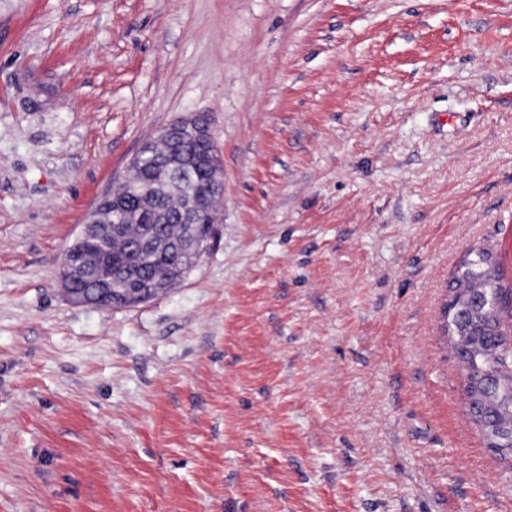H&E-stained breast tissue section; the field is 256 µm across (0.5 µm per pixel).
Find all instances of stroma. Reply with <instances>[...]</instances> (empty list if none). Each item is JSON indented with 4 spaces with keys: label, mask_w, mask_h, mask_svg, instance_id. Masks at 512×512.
I'll use <instances>...</instances> for the list:
<instances>
[{
    "label": "stroma",
    "mask_w": 512,
    "mask_h": 512,
    "mask_svg": "<svg viewBox=\"0 0 512 512\" xmlns=\"http://www.w3.org/2000/svg\"><path fill=\"white\" fill-rule=\"evenodd\" d=\"M205 113L218 236L164 296L61 258ZM512 278V0H0V502L11 512H512L443 334ZM185 276L186 270L184 266L178 265L173 268L169 279L154 283L153 286L149 288L148 292L145 289L138 288L129 281L127 286L121 289V292L123 293L122 300L127 303L126 306H136L146 303L165 295L175 284L181 282Z\"/></svg>",
    "instance_id": "35a3bbf8"
}]
</instances>
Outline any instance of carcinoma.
I'll use <instances>...</instances> for the list:
<instances>
[{
	"label": "carcinoma",
	"instance_id": "cac0c4a2",
	"mask_svg": "<svg viewBox=\"0 0 512 512\" xmlns=\"http://www.w3.org/2000/svg\"><path fill=\"white\" fill-rule=\"evenodd\" d=\"M208 154L189 142L181 159L169 158V148L161 140L145 148V160L130 167L114 196L102 197L101 208L130 207L150 201L173 213L189 197L211 192ZM187 224L125 225L120 239L108 243L112 264L125 267L136 261L142 276L168 277L171 267L184 262L163 247L159 252L132 256L133 246L144 236L159 231L163 241L176 243L188 230ZM448 300V343L461 363L462 390L470 423L487 441V447L504 462H512V437L502 432L512 421V286L505 282L503 265L487 250H470L462 258L450 285Z\"/></svg>",
	"mask_w": 512,
	"mask_h": 512
}]
</instances>
